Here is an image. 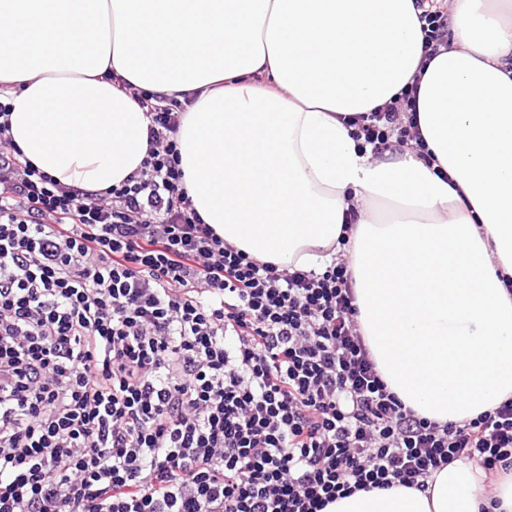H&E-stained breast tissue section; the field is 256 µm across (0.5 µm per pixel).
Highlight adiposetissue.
<instances>
[{
	"instance_id": "ef3b65f1",
	"label": "adipose tissue",
	"mask_w": 512,
	"mask_h": 512,
	"mask_svg": "<svg viewBox=\"0 0 512 512\" xmlns=\"http://www.w3.org/2000/svg\"><path fill=\"white\" fill-rule=\"evenodd\" d=\"M424 61L415 0H0V96L24 159L88 193L141 168L118 80L193 95L177 135L194 208L262 261L321 270L351 241L357 320L407 407L461 422L512 397V0H450ZM416 86L421 147L358 150L347 118ZM456 461L427 492L325 512H512Z\"/></svg>"
}]
</instances>
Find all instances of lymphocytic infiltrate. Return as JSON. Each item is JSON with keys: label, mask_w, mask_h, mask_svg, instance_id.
Returning <instances> with one entry per match:
<instances>
[{"label": "lymphocytic infiltrate", "mask_w": 512, "mask_h": 512, "mask_svg": "<svg viewBox=\"0 0 512 512\" xmlns=\"http://www.w3.org/2000/svg\"><path fill=\"white\" fill-rule=\"evenodd\" d=\"M146 157L87 193L21 161L0 101V512H324L468 459L512 467V398L459 423L391 392L323 271L250 257L184 186L176 98L139 88ZM412 92L351 122L418 139Z\"/></svg>", "instance_id": "lymphocytic-infiltrate-1"}]
</instances>
